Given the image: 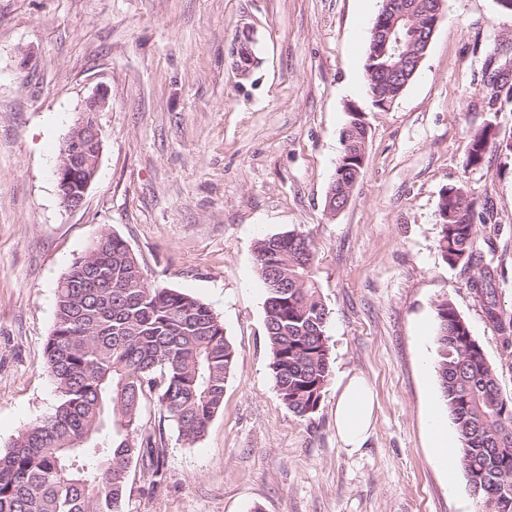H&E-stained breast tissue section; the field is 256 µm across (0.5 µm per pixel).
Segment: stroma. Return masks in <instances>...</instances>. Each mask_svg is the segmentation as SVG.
I'll list each match as a JSON object with an SVG mask.
<instances>
[{"mask_svg": "<svg viewBox=\"0 0 512 512\" xmlns=\"http://www.w3.org/2000/svg\"><path fill=\"white\" fill-rule=\"evenodd\" d=\"M380 0H0V450L58 402L44 345L56 287L104 233L121 236L149 284L209 305L237 351L224 406L187 444L160 404L140 430L163 437V477L132 463L125 512H485L464 472L448 478L427 416L443 406L435 346L447 298L512 396L504 347L468 286L443 261L439 203L464 187L493 219L478 243L497 305L512 317V160L462 166L468 136L512 135V101L490 102L486 61H512V14L496 0H445L414 79L378 109L364 69ZM257 40L241 65L242 32ZM98 171L64 206L56 166L87 99ZM365 112L366 161L347 206L326 194L349 108ZM295 231L315 250L329 312L331 376L317 411L296 417L269 366L260 239ZM376 393L366 445L345 452L337 385Z\"/></svg>", "mask_w": 512, "mask_h": 512, "instance_id": "obj_1", "label": "stroma"}]
</instances>
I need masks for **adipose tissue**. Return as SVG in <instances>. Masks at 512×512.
Masks as SVG:
<instances>
[{
	"instance_id": "obj_1",
	"label": "adipose tissue",
	"mask_w": 512,
	"mask_h": 512,
	"mask_svg": "<svg viewBox=\"0 0 512 512\" xmlns=\"http://www.w3.org/2000/svg\"><path fill=\"white\" fill-rule=\"evenodd\" d=\"M375 394L368 382L351 375L341 385L334 411L336 434L347 453L359 451L372 428Z\"/></svg>"
}]
</instances>
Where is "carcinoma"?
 Here are the masks:
<instances>
[{
  "instance_id": "carcinoma-1",
  "label": "carcinoma",
  "mask_w": 512,
  "mask_h": 512,
  "mask_svg": "<svg viewBox=\"0 0 512 512\" xmlns=\"http://www.w3.org/2000/svg\"><path fill=\"white\" fill-rule=\"evenodd\" d=\"M343 141L351 151L364 143L353 118ZM490 149L511 156L512 135L492 126L475 131L464 167L481 166ZM488 220V209L477 210L463 188H450L438 248L447 263L478 270L469 287L509 347L512 319L497 308L494 276L477 242L478 226ZM256 261L267 289L276 387L288 410L307 418L331 375L312 244L294 231L263 238ZM105 276L112 287H102ZM436 311L438 378L460 435L461 466L487 512H512V397L502 393L496 368L452 303L444 299ZM44 356L59 401L0 452V512H123L133 460L149 458L152 481L162 478V438L138 434L142 401L157 397L182 439L197 441L223 407L236 349L208 305L148 284L126 241L104 234L57 285Z\"/></svg>"
}]
</instances>
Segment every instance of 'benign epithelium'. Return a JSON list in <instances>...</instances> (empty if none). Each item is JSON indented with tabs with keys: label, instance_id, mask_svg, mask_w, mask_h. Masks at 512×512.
Here are the masks:
<instances>
[{
	"label": "benign epithelium",
	"instance_id": "benign-epithelium-1",
	"mask_svg": "<svg viewBox=\"0 0 512 512\" xmlns=\"http://www.w3.org/2000/svg\"><path fill=\"white\" fill-rule=\"evenodd\" d=\"M443 14L438 0H425L414 11L399 0H380V8L371 29L368 79L374 101L399 95L419 70ZM107 95L92 96L80 118L63 141L56 170L62 203L79 207L97 173L103 149L102 130L97 114L106 106Z\"/></svg>",
	"mask_w": 512,
	"mask_h": 512
}]
</instances>
